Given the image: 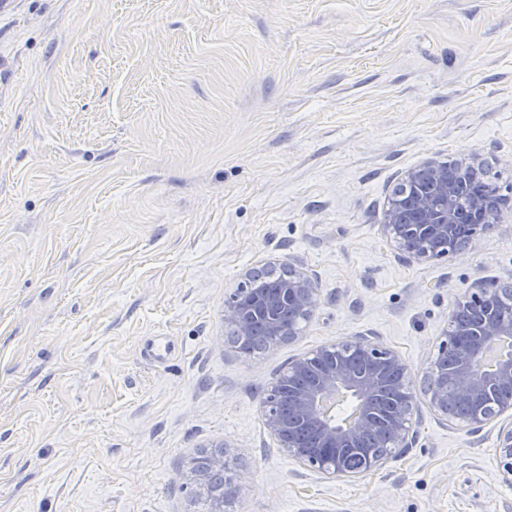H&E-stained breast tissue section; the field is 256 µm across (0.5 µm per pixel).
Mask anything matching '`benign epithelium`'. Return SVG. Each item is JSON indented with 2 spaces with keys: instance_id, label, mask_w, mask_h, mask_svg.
I'll list each match as a JSON object with an SVG mask.
<instances>
[{
  "instance_id": "obj_1",
  "label": "benign epithelium",
  "mask_w": 512,
  "mask_h": 512,
  "mask_svg": "<svg viewBox=\"0 0 512 512\" xmlns=\"http://www.w3.org/2000/svg\"><path fill=\"white\" fill-rule=\"evenodd\" d=\"M481 164H463L448 172V163L428 159L410 169L395 189L384 213L383 233L408 261H427L465 250L480 233H488L512 212L502 201L473 197L457 207L468 183L482 177ZM512 282L480 281L458 297L445 339L426 377L428 406L439 419L479 432L507 414L512 398L492 402L491 392L512 390V351L491 367L486 356L500 341L512 340V315L500 314L503 292ZM319 305L314 278L288 266L271 292L242 290L224 302V322L236 348L243 349L252 327L265 325L271 335L291 340L298 321L309 320ZM413 380L395 351L367 336L323 345L294 359L263 401L266 426L289 457L328 478L351 477L344 467L347 450L371 438L367 470L412 447L410 419ZM499 467L512 484V421L498 433ZM227 468L226 451L200 458L194 473Z\"/></svg>"
}]
</instances>
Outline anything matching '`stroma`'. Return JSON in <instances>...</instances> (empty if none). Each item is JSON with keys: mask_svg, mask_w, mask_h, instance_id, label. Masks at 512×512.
Listing matches in <instances>:
<instances>
[{"mask_svg": "<svg viewBox=\"0 0 512 512\" xmlns=\"http://www.w3.org/2000/svg\"><path fill=\"white\" fill-rule=\"evenodd\" d=\"M430 157L512 176V0H0V512H198L219 441L224 512H512L498 423L424 394L454 300L512 278V217L403 260L383 212ZM290 263L317 309L240 353L225 298ZM361 335L408 365L415 443L328 478L261 401ZM226 451L222 449L218 453H214L208 456H203L200 458L193 469L196 476L200 477V479H206L209 472H214L218 470H226L227 468V459H226Z\"/></svg>", "mask_w": 512, "mask_h": 512, "instance_id": "obj_1", "label": "stroma"}]
</instances>
